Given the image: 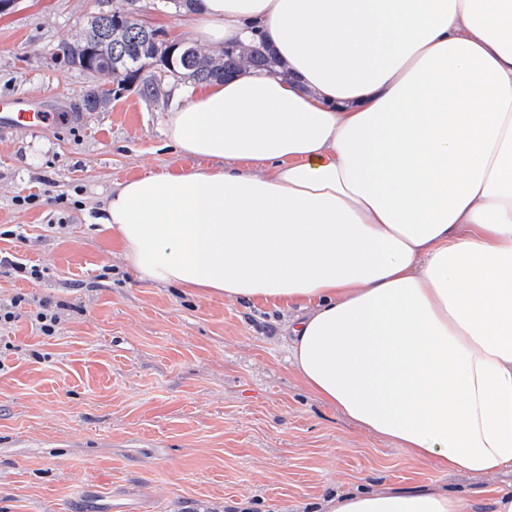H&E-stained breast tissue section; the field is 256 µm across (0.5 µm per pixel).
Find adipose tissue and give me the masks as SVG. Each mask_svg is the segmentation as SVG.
Masks as SVG:
<instances>
[{"mask_svg":"<svg viewBox=\"0 0 512 512\" xmlns=\"http://www.w3.org/2000/svg\"><path fill=\"white\" fill-rule=\"evenodd\" d=\"M182 38L289 72L181 84L210 167L117 184L139 280L278 301L303 385L440 472H512V0H197ZM327 512H469L436 489Z\"/></svg>","mask_w":512,"mask_h":512,"instance_id":"obj_1","label":"adipose tissue"}]
</instances>
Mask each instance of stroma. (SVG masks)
I'll return each mask as SVG.
<instances>
[{
    "mask_svg": "<svg viewBox=\"0 0 512 512\" xmlns=\"http://www.w3.org/2000/svg\"><path fill=\"white\" fill-rule=\"evenodd\" d=\"M97 0H19L0 18V97L60 114L0 134V512H324L335 493L434 487L493 512L512 474L442 473L315 399L288 360L289 311L140 281L97 219L116 184L195 166L164 135L172 98L61 65ZM110 90L104 111L87 87ZM35 195L36 203L17 204ZM59 316L54 336L35 316ZM4 268L6 273H14L18 278L39 281L45 278L46 269L40 268L37 264H28L16 256L0 252V269Z\"/></svg>",
    "mask_w": 512,
    "mask_h": 512,
    "instance_id": "1",
    "label": "stroma"
}]
</instances>
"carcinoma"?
<instances>
[{
    "mask_svg": "<svg viewBox=\"0 0 512 512\" xmlns=\"http://www.w3.org/2000/svg\"><path fill=\"white\" fill-rule=\"evenodd\" d=\"M125 9L124 0L112 6V15H95L81 34L82 42L63 43L56 47L54 55L61 63L84 72L99 69L117 84L140 81V93L151 95L155 91V73L145 69V62L153 58L154 39L160 31L151 29L137 21L119 22V12ZM112 28V39L105 37L107 28ZM244 65L262 67L270 73L277 72L279 62L263 40L248 44L246 56H201L188 60L178 69V78L204 84L224 78L225 72L240 69ZM110 92L93 87L83 95L84 109L96 112L108 102Z\"/></svg>",
    "mask_w": 512,
    "mask_h": 512,
    "instance_id": "carcinoma-1",
    "label": "carcinoma"
}]
</instances>
